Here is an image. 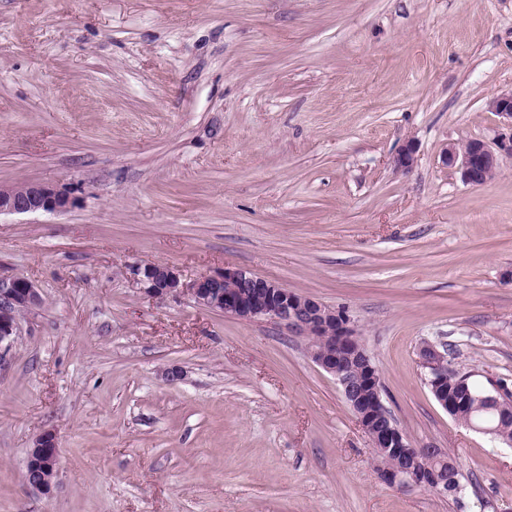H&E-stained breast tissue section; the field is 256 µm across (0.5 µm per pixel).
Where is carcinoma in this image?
Returning a JSON list of instances; mask_svg holds the SVG:
<instances>
[{"instance_id":"1","label":"carcinoma","mask_w":512,"mask_h":512,"mask_svg":"<svg viewBox=\"0 0 512 512\" xmlns=\"http://www.w3.org/2000/svg\"><path fill=\"white\" fill-rule=\"evenodd\" d=\"M495 383L504 385L506 381L487 377L485 382L480 383L470 376L453 373L448 375V391L461 393L460 403L452 417L468 426L474 424L492 428L500 440H512V392L499 397L498 409L495 411L483 412L473 405L474 396L491 392ZM440 467L441 464L433 456L419 459L417 469L421 473V488L430 490L434 487L432 476Z\"/></svg>"}]
</instances>
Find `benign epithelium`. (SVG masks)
<instances>
[{
	"label": "benign epithelium",
	"instance_id": "obj_1",
	"mask_svg": "<svg viewBox=\"0 0 512 512\" xmlns=\"http://www.w3.org/2000/svg\"><path fill=\"white\" fill-rule=\"evenodd\" d=\"M490 110L512 128V92L494 98ZM503 156L512 158V132L493 147L479 139L469 141L460 149L450 147L446 162L458 168L464 182L479 185L495 173ZM75 205L70 189L62 185L48 182L0 185V216L64 214ZM130 271L134 280L153 297L163 299L187 291L200 307L244 321H271L305 337L312 361L336 379L372 447L382 451L393 448L412 455L413 445L386 411L379 371L357 340L356 329L345 311L241 268L226 267L221 272L202 275L189 285L182 283L177 270L164 264H136ZM41 303L40 291L32 281L0 275V370L19 336L20 318ZM419 357L427 370V384L435 400L446 412H451L448 352L433 346L428 352H419ZM58 470L56 435L45 430L28 449L24 481L30 489L48 494ZM385 479L400 488H408L414 480L413 466L389 468Z\"/></svg>",
	"mask_w": 512,
	"mask_h": 512
}]
</instances>
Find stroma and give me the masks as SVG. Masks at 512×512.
I'll list each match as a JSON object with an SVG mask.
<instances>
[{"label": "stroma", "mask_w": 512, "mask_h": 512, "mask_svg": "<svg viewBox=\"0 0 512 512\" xmlns=\"http://www.w3.org/2000/svg\"><path fill=\"white\" fill-rule=\"evenodd\" d=\"M509 91L512 0H0V184L77 199L0 217V275L43 298L0 372V512H512V447L449 416L419 359L512 386V159L482 185L444 161L496 141ZM145 262L345 309L460 498L380 480L303 337L151 297ZM47 429L44 495L23 475ZM58 470L56 435L52 430H45L35 438L33 445L28 449L24 481L30 489L49 494Z\"/></svg>", "instance_id": "1"}]
</instances>
